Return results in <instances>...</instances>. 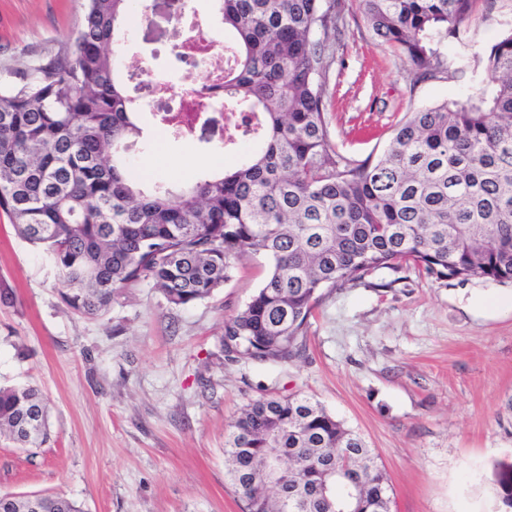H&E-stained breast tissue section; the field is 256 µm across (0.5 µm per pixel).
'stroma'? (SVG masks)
<instances>
[{"instance_id":"35a3bbf8","label":"stroma","mask_w":512,"mask_h":512,"mask_svg":"<svg viewBox=\"0 0 512 512\" xmlns=\"http://www.w3.org/2000/svg\"><path fill=\"white\" fill-rule=\"evenodd\" d=\"M86 0H0V86L72 48ZM512 29V0H478L448 47L449 74L413 82L398 53L350 0L327 87L337 148L378 157L409 112L485 90V54ZM125 62L178 81L169 34L124 28ZM147 132L128 151L172 190L202 163L238 153L222 119L188 140ZM267 261L247 256L191 307H170L150 282L125 288L100 319L59 296L46 256L0 213V386L41 389L50 439L23 451L0 438V492L58 493L82 512H242L224 445L241 409L304 395L363 436L391 488V512H505L494 465L512 458V282L438 280L415 266L383 269L325 293L300 358L260 364L220 350L225 319L262 285Z\"/></svg>"}]
</instances>
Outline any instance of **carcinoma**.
<instances>
[{"label":"carcinoma","instance_id":"cac0c4a2","mask_svg":"<svg viewBox=\"0 0 512 512\" xmlns=\"http://www.w3.org/2000/svg\"><path fill=\"white\" fill-rule=\"evenodd\" d=\"M414 78L448 69L443 48L477 0H356ZM345 0H220L232 61L224 109L257 120L244 163L173 191L145 187L125 146L142 138L118 78L122 21L136 0H87L70 54L0 88V211L58 269L62 302L105 315L122 288L150 281L175 308L210 298L236 262L268 274L224 320L229 357L278 364L305 350L322 297L412 264L437 279L512 282V30L486 53L493 89L417 109L376 159L336 150L326 84ZM30 450L49 439L32 386L0 387V435ZM244 512H390L387 478L362 438L309 397L260 398L224 448ZM512 509V463L496 465ZM82 512L58 494L0 492V512Z\"/></svg>","mask_w":512,"mask_h":512}]
</instances>
